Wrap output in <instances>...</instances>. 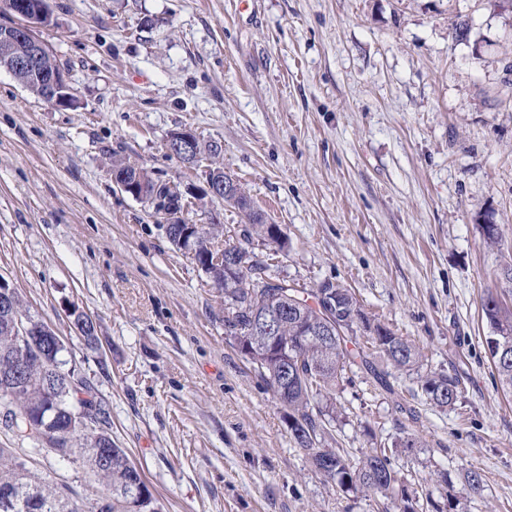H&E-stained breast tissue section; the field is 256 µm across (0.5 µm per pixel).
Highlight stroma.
Wrapping results in <instances>:
<instances>
[{
    "instance_id": "35a3bbf8",
    "label": "stroma",
    "mask_w": 512,
    "mask_h": 512,
    "mask_svg": "<svg viewBox=\"0 0 512 512\" xmlns=\"http://www.w3.org/2000/svg\"><path fill=\"white\" fill-rule=\"evenodd\" d=\"M38 28L76 93L52 105L0 68V277L61 336L98 390L112 438L163 512H378L295 444L276 400L224 333V292L168 239L111 163L198 191L207 164L165 147L192 130L280 225L287 251L253 243L292 286L352 288L364 311L458 376L436 408L416 375L366 372L336 391L328 431L358 460L392 457L418 512L449 496L512 512V391L488 357L481 303L512 309V11L487 0H48ZM189 224L241 242L243 214L193 202ZM499 226L497 246L481 226ZM90 317L96 345L70 316ZM0 448L68 495L98 482L81 460ZM485 476L467 494L465 469Z\"/></svg>"
}]
</instances>
